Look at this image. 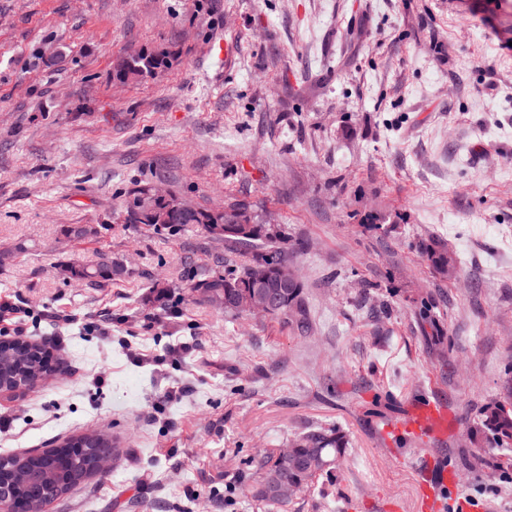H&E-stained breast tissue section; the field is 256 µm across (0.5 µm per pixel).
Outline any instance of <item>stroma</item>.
<instances>
[{
  "label": "stroma",
  "instance_id": "35a3bbf8",
  "mask_svg": "<svg viewBox=\"0 0 512 512\" xmlns=\"http://www.w3.org/2000/svg\"><path fill=\"white\" fill-rule=\"evenodd\" d=\"M507 39L512 0H0V303L70 365L0 395V457L92 430L118 456L49 512H416L430 460L458 475L452 510L512 512V451L483 442L475 467L469 441L512 377ZM143 52L167 67L118 82ZM143 182L281 225L310 331L190 294L242 257L199 227L122 223ZM105 257L124 276L67 278ZM156 279L169 311L142 302ZM425 395L458 419L447 442L386 441ZM317 425L348 440L332 474L284 504L242 495L253 458ZM420 250L428 257L434 271L442 277L448 276V250L432 238L421 241ZM453 263V261H452Z\"/></svg>",
  "mask_w": 512,
  "mask_h": 512
}]
</instances>
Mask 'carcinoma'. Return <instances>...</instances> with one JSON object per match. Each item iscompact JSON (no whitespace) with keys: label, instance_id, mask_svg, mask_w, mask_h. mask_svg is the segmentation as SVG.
<instances>
[{"label":"carcinoma","instance_id":"cac0c4a2","mask_svg":"<svg viewBox=\"0 0 512 512\" xmlns=\"http://www.w3.org/2000/svg\"><path fill=\"white\" fill-rule=\"evenodd\" d=\"M162 54L144 53L123 62L116 70L122 82L137 81L165 67ZM151 184L144 183L128 191L122 203L127 224H142L156 231L177 235L189 226H200L216 239L242 249L246 261L241 269H229L224 274L204 271L187 285L203 300L214 295L233 301L253 297L264 287L283 281L289 273L288 256L280 243L283 231L272 224L259 223L253 210L244 203L227 205L242 214L239 224L224 223V211L218 208H197L186 213L176 206L178 196L167 199L150 198ZM434 271L448 275V250L432 238L420 243ZM69 278L90 285L108 282L124 274L121 265L105 258L94 266L72 264L67 268ZM170 285L156 280L144 301L159 309L169 306ZM284 327L303 336L310 329L309 315L303 295V285L297 281L284 289L281 309L273 314ZM64 358L49 348L32 342L26 336L0 338V393H24L40 382L62 371ZM506 397L485 407L471 432V442L479 444L488 435L503 448L512 447V387L505 386ZM112 440L104 434L69 438L55 448L23 456H9L3 465V476L21 490L30 512H44V507L83 482L93 470L99 453H108ZM346 452L345 436L334 427H315L290 440L288 447L260 459L255 477L246 490L257 501L275 503L267 493L271 483L294 486L297 492L310 490L316 476L331 472ZM317 456L318 475L310 474L304 462Z\"/></svg>","mask_w":512,"mask_h":512}]
</instances>
